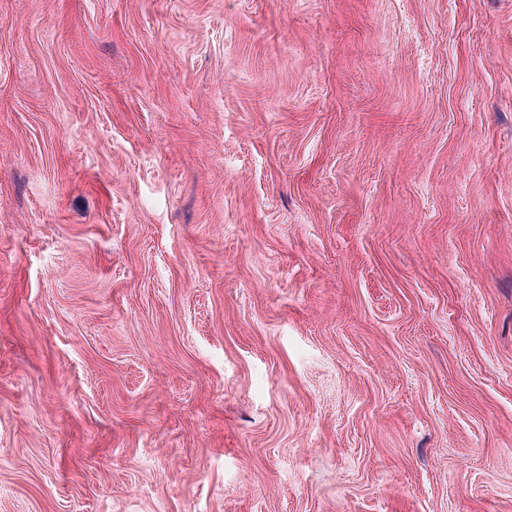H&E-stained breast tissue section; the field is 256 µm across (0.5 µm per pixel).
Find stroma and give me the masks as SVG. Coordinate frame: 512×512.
Returning a JSON list of instances; mask_svg holds the SVG:
<instances>
[{"label":"stroma","instance_id":"35a3bbf8","mask_svg":"<svg viewBox=\"0 0 512 512\" xmlns=\"http://www.w3.org/2000/svg\"><path fill=\"white\" fill-rule=\"evenodd\" d=\"M0 512H512V0H0Z\"/></svg>","mask_w":512,"mask_h":512}]
</instances>
